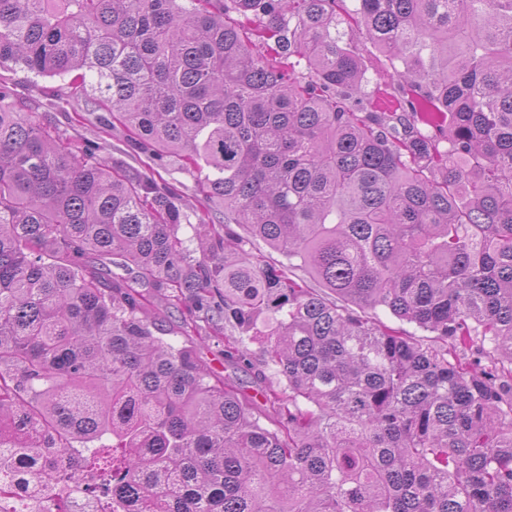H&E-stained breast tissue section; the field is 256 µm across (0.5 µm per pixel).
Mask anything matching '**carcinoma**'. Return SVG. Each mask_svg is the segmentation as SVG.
Listing matches in <instances>:
<instances>
[{"label":"carcinoma","mask_w":512,"mask_h":512,"mask_svg":"<svg viewBox=\"0 0 512 512\" xmlns=\"http://www.w3.org/2000/svg\"><path fill=\"white\" fill-rule=\"evenodd\" d=\"M353 2L0 0V67L144 160L74 153L0 83V481L74 479L108 435L129 512H512V0ZM343 24L400 61L394 110ZM174 163L224 209L196 250Z\"/></svg>","instance_id":"cac0c4a2"}]
</instances>
